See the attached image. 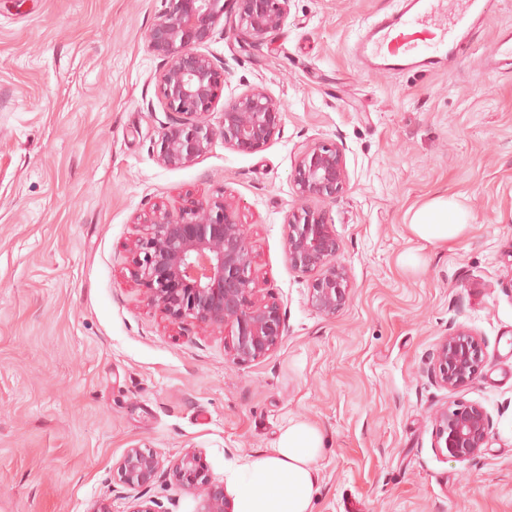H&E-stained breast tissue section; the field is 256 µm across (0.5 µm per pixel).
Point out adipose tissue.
I'll list each match as a JSON object with an SVG mask.
<instances>
[{
  "label": "adipose tissue",
  "mask_w": 512,
  "mask_h": 512,
  "mask_svg": "<svg viewBox=\"0 0 512 512\" xmlns=\"http://www.w3.org/2000/svg\"><path fill=\"white\" fill-rule=\"evenodd\" d=\"M408 228L425 243L446 246L465 234L468 214L458 202L439 196L413 211ZM321 451L317 426L289 420L276 447L226 472L235 512H313Z\"/></svg>",
  "instance_id": "ef3b65f1"
}]
</instances>
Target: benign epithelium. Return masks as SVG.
I'll return each mask as SVG.
<instances>
[{
	"label": "benign epithelium",
	"instance_id": "1",
	"mask_svg": "<svg viewBox=\"0 0 512 512\" xmlns=\"http://www.w3.org/2000/svg\"><path fill=\"white\" fill-rule=\"evenodd\" d=\"M148 36V50L162 58L157 75L160 97L170 122L159 142L158 162L183 167L206 154L216 137L224 147L252 152L279 130L283 104L261 87L240 94L222 110L221 125L210 123L227 63L217 64L199 47L226 19L243 42L257 43L284 25L290 0H169ZM348 179L342 148L318 143L299 157L294 174L296 195L308 200L333 197ZM142 233L133 242L128 268L131 281L145 288L146 301L173 325L187 319L203 326L231 328L225 356L246 365L275 350L283 327L275 303L259 297L254 276L256 256L230 199L197 200L173 212L158 209L138 219ZM288 261L302 273H314L309 301L333 316L349 300L347 267L338 259L340 245L333 225L321 210L304 208L284 220ZM482 349L472 332L459 326L440 343L435 366L442 386L466 385L478 371ZM438 439L455 458L479 455L489 438V417L479 405H458L437 416ZM161 462L153 451L129 448L119 473L129 487H147L157 479ZM169 476L195 488L203 478L201 457L186 450ZM199 512H233L221 485L204 488Z\"/></svg>",
	"mask_w": 512,
	"mask_h": 512
}]
</instances>
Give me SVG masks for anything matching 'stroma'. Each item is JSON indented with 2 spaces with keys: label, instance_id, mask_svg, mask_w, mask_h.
<instances>
[{
  "label": "stroma",
  "instance_id": "obj_1",
  "mask_svg": "<svg viewBox=\"0 0 512 512\" xmlns=\"http://www.w3.org/2000/svg\"><path fill=\"white\" fill-rule=\"evenodd\" d=\"M400 0H292L256 44L216 25L221 106L261 87L284 104L254 152L215 139L186 167L156 159L167 123L147 37L167 0H0V512H199L186 485H124L126 449L173 467L199 450L214 484L274 447L289 420L322 432L313 512H512V69L486 57L512 27L495 0L473 48L429 72L366 73L351 46ZM343 148L348 180L312 200L336 228L350 300L326 316L286 253L303 203L293 175L318 142ZM227 196L284 333L246 365L229 329L170 325L128 280L136 219ZM436 196L469 212L450 247L407 226ZM482 348L464 387L433 355L455 325ZM487 411L478 456L436 445L437 411Z\"/></svg>",
  "mask_w": 512,
  "mask_h": 512
}]
</instances>
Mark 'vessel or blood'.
<instances>
[{
    "label": "vessel or blood",
    "mask_w": 512,
    "mask_h": 512,
    "mask_svg": "<svg viewBox=\"0 0 512 512\" xmlns=\"http://www.w3.org/2000/svg\"><path fill=\"white\" fill-rule=\"evenodd\" d=\"M492 0H403L399 10L367 22L356 52L367 70H431L455 59L487 18ZM491 58L512 66V29L499 32Z\"/></svg>",
    "instance_id": "vessel-or-blood-1"
}]
</instances>
